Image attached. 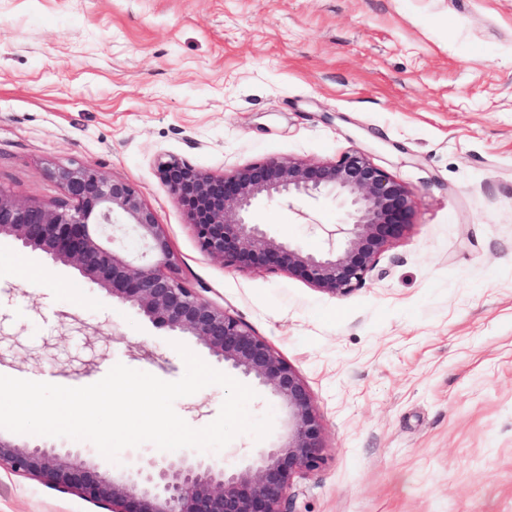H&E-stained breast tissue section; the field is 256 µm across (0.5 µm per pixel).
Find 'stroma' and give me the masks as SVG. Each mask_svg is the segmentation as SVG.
Listing matches in <instances>:
<instances>
[{
	"label": "stroma",
	"instance_id": "35a3bbf8",
	"mask_svg": "<svg viewBox=\"0 0 512 512\" xmlns=\"http://www.w3.org/2000/svg\"><path fill=\"white\" fill-rule=\"evenodd\" d=\"M360 147L414 194L411 224L360 288L323 293L203 252L157 171L213 173ZM127 181L164 224L178 275L248 325L307 383L324 461L288 512H512V0H0V187L49 204L54 168ZM334 196L255 208L313 248ZM165 381L163 330L73 266L0 238V375L81 387L115 364ZM224 389L174 409L199 429ZM263 439L285 413L257 391ZM0 512H107L0 472Z\"/></svg>",
	"mask_w": 512,
	"mask_h": 512
}]
</instances>
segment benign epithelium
Returning <instances> with one entry per match:
<instances>
[{"instance_id": "obj_1", "label": "benign epithelium", "mask_w": 512, "mask_h": 512, "mask_svg": "<svg viewBox=\"0 0 512 512\" xmlns=\"http://www.w3.org/2000/svg\"><path fill=\"white\" fill-rule=\"evenodd\" d=\"M201 249L226 267L284 271L344 296L362 286L390 240L408 226L411 191L355 148L334 161L267 159L229 174L184 160L158 164ZM63 197L21 202L0 187V236L73 264L120 308L170 336H192L224 370L267 390L286 409L277 441L246 464L176 450L145 466L100 467L79 451L0 437V469L109 507V512H284L291 477L324 460L323 424L297 372L251 328L178 277L177 259L138 189L90 167L54 172ZM343 198L345 218L317 225V251L250 223L263 201Z\"/></svg>"}]
</instances>
